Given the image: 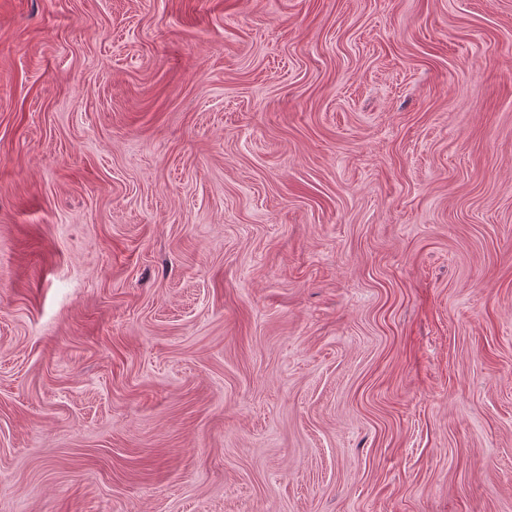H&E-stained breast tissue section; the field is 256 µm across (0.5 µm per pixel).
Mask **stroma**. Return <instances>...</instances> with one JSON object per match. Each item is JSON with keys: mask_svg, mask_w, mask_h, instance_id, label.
<instances>
[{"mask_svg": "<svg viewBox=\"0 0 512 512\" xmlns=\"http://www.w3.org/2000/svg\"><path fill=\"white\" fill-rule=\"evenodd\" d=\"M0 512H512V0H0Z\"/></svg>", "mask_w": 512, "mask_h": 512, "instance_id": "1", "label": "stroma"}]
</instances>
